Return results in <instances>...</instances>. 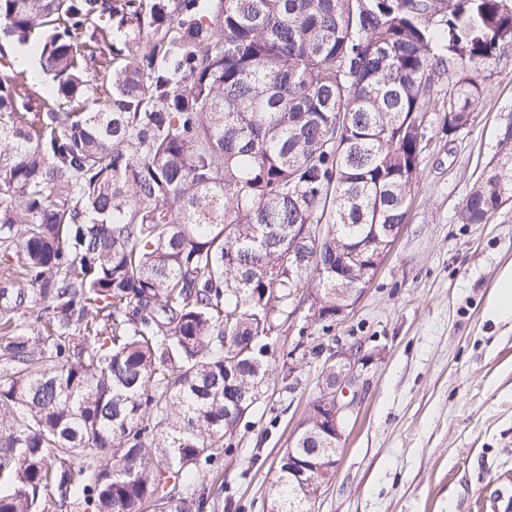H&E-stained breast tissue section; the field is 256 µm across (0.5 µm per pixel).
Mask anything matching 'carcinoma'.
Listing matches in <instances>:
<instances>
[{
  "label": "carcinoma",
  "instance_id": "obj_1",
  "mask_svg": "<svg viewBox=\"0 0 512 512\" xmlns=\"http://www.w3.org/2000/svg\"><path fill=\"white\" fill-rule=\"evenodd\" d=\"M428 2L0 0V512H224L200 477L248 426L298 288L325 321L338 280L365 287L406 220L435 78L451 135L482 95L458 54L512 47L500 0ZM510 200L508 127L460 220ZM306 224L315 263L290 276ZM345 252L363 261L338 275ZM314 410L298 468L336 449ZM319 478L283 454L266 512H313Z\"/></svg>",
  "mask_w": 512,
  "mask_h": 512
}]
</instances>
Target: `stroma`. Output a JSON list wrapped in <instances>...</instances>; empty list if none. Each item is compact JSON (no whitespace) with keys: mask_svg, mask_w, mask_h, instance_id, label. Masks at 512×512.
I'll return each mask as SVG.
<instances>
[{"mask_svg":"<svg viewBox=\"0 0 512 512\" xmlns=\"http://www.w3.org/2000/svg\"><path fill=\"white\" fill-rule=\"evenodd\" d=\"M480 74L482 100L453 135L447 83L438 82L407 220L353 309L322 328L308 320L310 290L300 288L295 315L272 338L269 389L223 460L224 483L245 512H263L280 456L319 392L321 362L309 356L295 390L282 386L300 342L354 344L368 358L358 413L316 512H506L512 502V324L486 310L512 265V205L485 224L459 218L512 123V49Z\"/></svg>","mask_w":512,"mask_h":512,"instance_id":"stroma-1","label":"stroma"}]
</instances>
